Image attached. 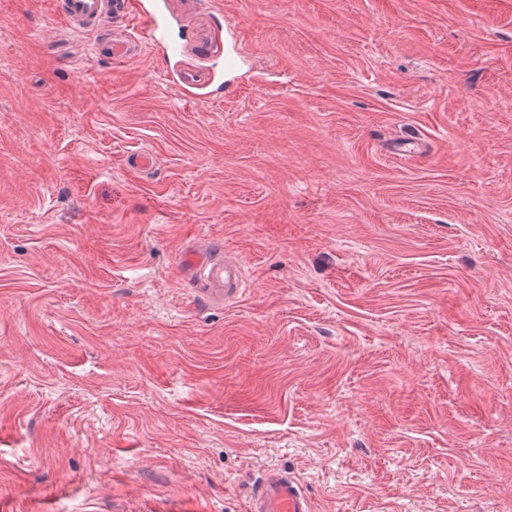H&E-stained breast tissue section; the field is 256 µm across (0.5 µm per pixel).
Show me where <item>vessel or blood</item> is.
<instances>
[{
  "label": "vessel or blood",
  "mask_w": 512,
  "mask_h": 512,
  "mask_svg": "<svg viewBox=\"0 0 512 512\" xmlns=\"http://www.w3.org/2000/svg\"><path fill=\"white\" fill-rule=\"evenodd\" d=\"M55 8L67 25L82 31L97 30L114 17L133 16L143 22L145 36L131 34L108 40L105 51L112 60L133 55L145 40L166 58L178 56L181 51L180 44L167 37L168 0H56ZM197 274L217 297L229 299L242 291L241 264L237 259L220 253L205 257L197 266ZM252 512H311V503L296 477L271 469L254 493Z\"/></svg>",
  "instance_id": "b4317fda"
}]
</instances>
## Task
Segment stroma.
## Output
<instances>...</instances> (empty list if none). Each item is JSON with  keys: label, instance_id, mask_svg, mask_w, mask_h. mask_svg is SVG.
Here are the masks:
<instances>
[{"label": "stroma", "instance_id": "obj_1", "mask_svg": "<svg viewBox=\"0 0 512 512\" xmlns=\"http://www.w3.org/2000/svg\"><path fill=\"white\" fill-rule=\"evenodd\" d=\"M173 2L199 98L0 0V512H512V0ZM196 270L199 279L206 281L220 299H231L242 292L241 264L236 258H228L220 253L209 255L198 264ZM253 512H311L310 499L298 479L269 469L253 496Z\"/></svg>", "mask_w": 512, "mask_h": 512}]
</instances>
